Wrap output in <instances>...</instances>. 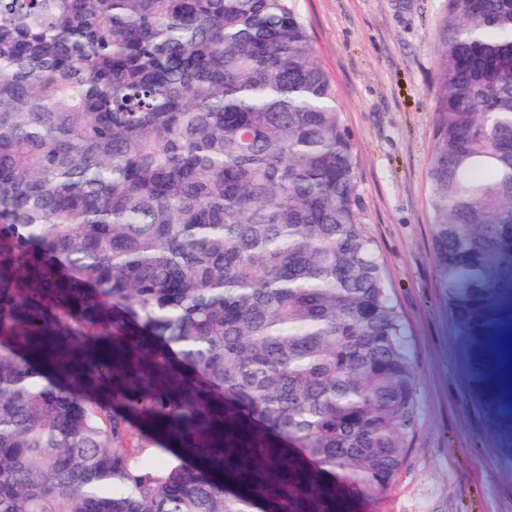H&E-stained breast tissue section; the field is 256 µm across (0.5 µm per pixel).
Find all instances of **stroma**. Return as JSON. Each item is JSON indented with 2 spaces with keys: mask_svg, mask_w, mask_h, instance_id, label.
I'll list each match as a JSON object with an SVG mask.
<instances>
[{
  "mask_svg": "<svg viewBox=\"0 0 512 512\" xmlns=\"http://www.w3.org/2000/svg\"><path fill=\"white\" fill-rule=\"evenodd\" d=\"M442 0H296L357 150L364 230L407 329L415 431L397 482L354 512H512V471L470 392L437 286L428 168Z\"/></svg>",
  "mask_w": 512,
  "mask_h": 512,
  "instance_id": "obj_1",
  "label": "stroma"
}]
</instances>
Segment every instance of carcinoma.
<instances>
[{
	"instance_id": "obj_1",
	"label": "carcinoma",
	"mask_w": 512,
	"mask_h": 512,
	"mask_svg": "<svg viewBox=\"0 0 512 512\" xmlns=\"http://www.w3.org/2000/svg\"><path fill=\"white\" fill-rule=\"evenodd\" d=\"M435 83L438 286L512 470V0H443ZM357 171L295 0H0V512L382 497L417 378Z\"/></svg>"
}]
</instances>
